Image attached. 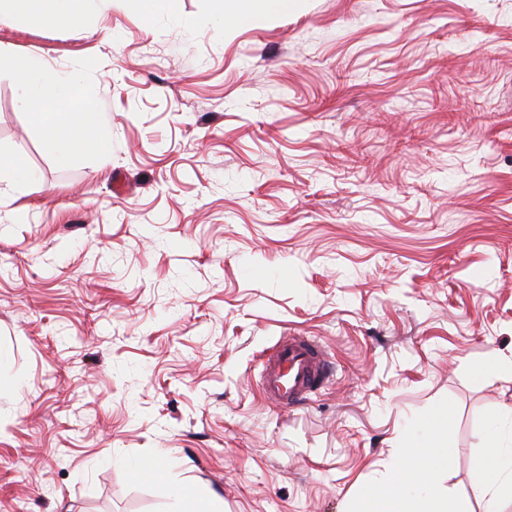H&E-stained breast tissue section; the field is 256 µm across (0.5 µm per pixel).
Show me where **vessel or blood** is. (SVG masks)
Here are the masks:
<instances>
[{"label": "vessel or blood", "mask_w": 512, "mask_h": 512, "mask_svg": "<svg viewBox=\"0 0 512 512\" xmlns=\"http://www.w3.org/2000/svg\"><path fill=\"white\" fill-rule=\"evenodd\" d=\"M261 365L262 396L265 401L280 407L301 402L326 378L325 351L309 336L280 337Z\"/></svg>", "instance_id": "b4317fda"}]
</instances>
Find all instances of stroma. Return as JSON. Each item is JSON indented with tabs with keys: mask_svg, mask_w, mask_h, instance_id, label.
I'll list each match as a JSON object with an SVG mask.
<instances>
[{
	"mask_svg": "<svg viewBox=\"0 0 512 512\" xmlns=\"http://www.w3.org/2000/svg\"><path fill=\"white\" fill-rule=\"evenodd\" d=\"M217 26L211 0L0 18L112 129L58 166L0 72V155L37 178L0 184V512H182L172 484L364 512L427 440L457 451L431 492L479 512L484 438L512 443V0ZM289 333L328 377L281 408L260 354Z\"/></svg>",
	"mask_w": 512,
	"mask_h": 512,
	"instance_id": "1",
	"label": "stroma"
}]
</instances>
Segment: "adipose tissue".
Segmentation results:
<instances>
[{
    "instance_id": "adipose-tissue-1",
    "label": "adipose tissue",
    "mask_w": 512,
    "mask_h": 512,
    "mask_svg": "<svg viewBox=\"0 0 512 512\" xmlns=\"http://www.w3.org/2000/svg\"><path fill=\"white\" fill-rule=\"evenodd\" d=\"M215 14L225 26L242 25L257 10L284 13L288 0H213ZM40 14L47 24L78 28L81 0H0V16L25 17ZM14 73L19 80L20 102L30 111L46 149L56 163L69 165L78 155L103 152L112 143L110 129L101 124L97 103L84 93L78 76L59 77L46 71L36 58L22 55L0 57V71ZM479 497L482 512H500L501 499L512 493V465L498 450L487 449ZM453 448L439 445L406 449L393 480L368 494V512H472L468 498L445 500L417 498L407 494L410 485H429L438 471H452Z\"/></svg>"
}]
</instances>
